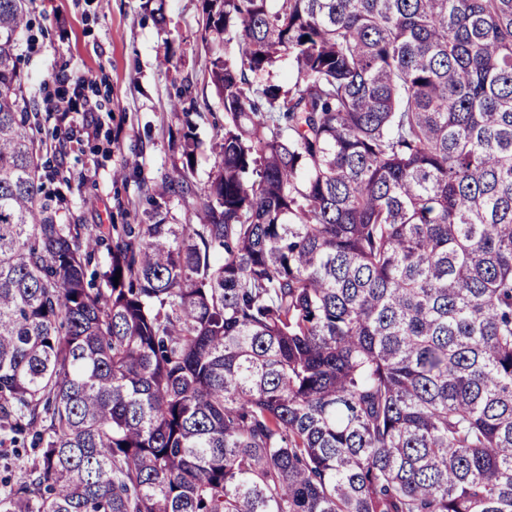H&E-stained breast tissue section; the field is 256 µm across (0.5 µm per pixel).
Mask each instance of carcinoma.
<instances>
[{
	"label": "carcinoma",
	"mask_w": 512,
	"mask_h": 512,
	"mask_svg": "<svg viewBox=\"0 0 512 512\" xmlns=\"http://www.w3.org/2000/svg\"><path fill=\"white\" fill-rule=\"evenodd\" d=\"M269 2L203 0L207 185L189 126L105 227L57 222L0 0V512H512V0ZM296 78V73L293 65L292 57L288 55V51H281L276 58V61L271 67H268L263 72L257 81L262 84L271 82L279 85L282 90L287 91L292 87Z\"/></svg>",
	"instance_id": "1"
}]
</instances>
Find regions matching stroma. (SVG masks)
Wrapping results in <instances>:
<instances>
[{
  "mask_svg": "<svg viewBox=\"0 0 512 512\" xmlns=\"http://www.w3.org/2000/svg\"><path fill=\"white\" fill-rule=\"evenodd\" d=\"M33 28L19 46L23 101L38 113L48 155L71 186L65 224H135L147 207L141 181L171 170L172 137L186 120L172 95L190 90L196 119L195 177L217 160L214 120L224 104L207 80L202 0H32ZM72 101L59 139L47 99ZM98 106L84 112V101Z\"/></svg>",
  "mask_w": 512,
  "mask_h": 512,
  "instance_id": "1",
  "label": "stroma"
}]
</instances>
